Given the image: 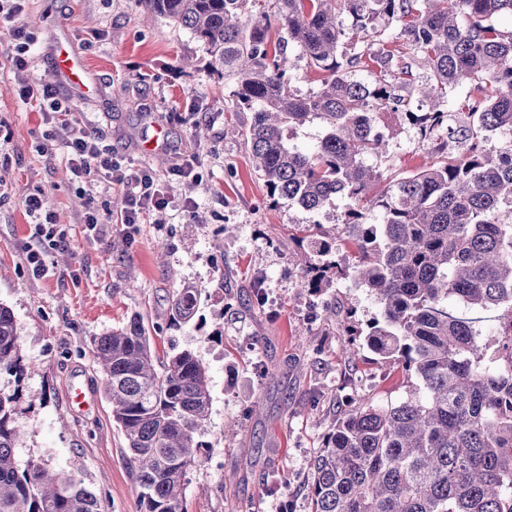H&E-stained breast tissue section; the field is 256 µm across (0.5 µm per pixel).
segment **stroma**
Listing matches in <instances>:
<instances>
[{"label":"stroma","mask_w":512,"mask_h":512,"mask_svg":"<svg viewBox=\"0 0 512 512\" xmlns=\"http://www.w3.org/2000/svg\"><path fill=\"white\" fill-rule=\"evenodd\" d=\"M17 22L36 42L16 79L12 25L0 22V302L13 309L22 351L39 367L23 386L38 401L18 409V456L77 475L101 512H134L136 474L93 340L138 314L158 351L193 350L210 369L187 512H311L309 462L347 398L395 403L411 386L399 366H380L368 350L344 353L347 322L363 327L379 314L367 289L350 278L315 292L300 286L318 257L298 240L314 224L335 235L332 259L351 257V232L338 222L343 200L318 212L270 204L247 137L251 115L231 101L233 78L210 69L187 30L148 18L144 0H25ZM58 39L85 57L95 83L75 98L60 91L74 119L96 127L123 166L165 177L175 203L193 198L192 216L175 207L89 237L79 222L86 197L61 154L36 149L49 127L44 112L18 96L20 83L44 85ZM385 123L390 150L374 166L388 178L413 175L433 145L401 116ZM155 127L165 130L162 148L147 157L140 144ZM188 156L196 177L185 184L169 169ZM36 191L74 255L41 277L26 261L28 249L44 245L24 206ZM187 286L201 294L203 324L174 330L169 301ZM213 332L219 341H210ZM75 384L84 404L68 397Z\"/></svg>","instance_id":"35a3bbf8"}]
</instances>
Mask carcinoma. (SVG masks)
I'll return each instance as SVG.
<instances>
[{"instance_id": "1", "label": "carcinoma", "mask_w": 512, "mask_h": 512, "mask_svg": "<svg viewBox=\"0 0 512 512\" xmlns=\"http://www.w3.org/2000/svg\"><path fill=\"white\" fill-rule=\"evenodd\" d=\"M275 2L247 16L256 0H146L149 16L188 30L212 69L235 76L273 202L318 212L346 201L341 223L361 229L355 263L308 270L301 286L352 273L380 311L366 331L347 326V353L366 348L417 380L394 404L350 400L311 461L312 512H512V141L488 147L490 134L512 132V28L496 23L512 17V0ZM291 45L320 75L318 90L292 88ZM463 83L471 92L442 109ZM415 94L428 111L410 108ZM390 113L438 142V155L371 196L380 174L367 160L389 150ZM313 123L314 146L293 142ZM327 238L318 231L307 245L326 256L336 246ZM199 302L194 288L174 291L169 327L190 323ZM94 359L135 468L136 512H186L208 367L189 349L158 356L138 316L96 337ZM36 371L0 303V378L14 384L0 388V512H100L82 480L17 457L19 387Z\"/></svg>"}]
</instances>
